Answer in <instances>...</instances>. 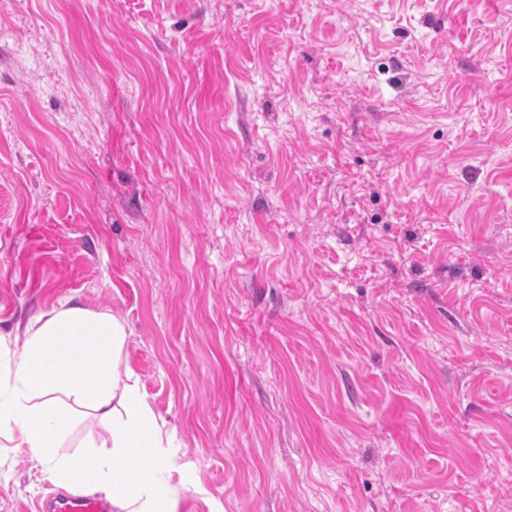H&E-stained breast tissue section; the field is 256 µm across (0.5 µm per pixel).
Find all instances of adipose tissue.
<instances>
[{
  "label": "adipose tissue",
  "mask_w": 512,
  "mask_h": 512,
  "mask_svg": "<svg viewBox=\"0 0 512 512\" xmlns=\"http://www.w3.org/2000/svg\"><path fill=\"white\" fill-rule=\"evenodd\" d=\"M21 350L0 331V447L56 487L104 493L112 512H178L192 485L170 457L176 429L157 414L124 352L125 322L70 300L31 317ZM86 451L58 454L80 417Z\"/></svg>",
  "instance_id": "ef3b65f1"
}]
</instances>
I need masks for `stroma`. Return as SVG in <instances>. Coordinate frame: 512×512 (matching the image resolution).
<instances>
[{"instance_id": "stroma-1", "label": "stroma", "mask_w": 512, "mask_h": 512, "mask_svg": "<svg viewBox=\"0 0 512 512\" xmlns=\"http://www.w3.org/2000/svg\"><path fill=\"white\" fill-rule=\"evenodd\" d=\"M66 298L179 512H512V0H0V330Z\"/></svg>"}]
</instances>
